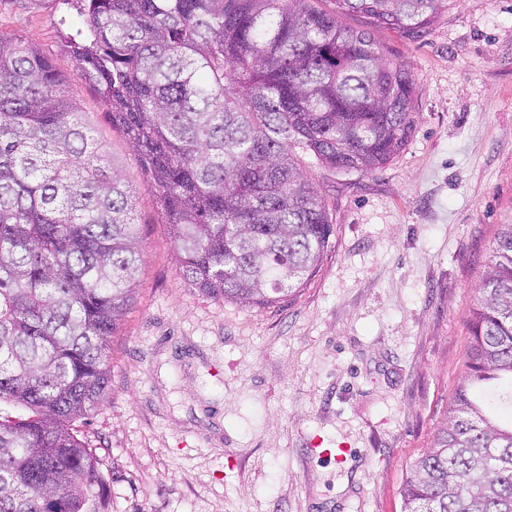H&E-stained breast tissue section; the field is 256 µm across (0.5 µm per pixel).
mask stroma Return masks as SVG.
<instances>
[{"label": "stroma", "mask_w": 512, "mask_h": 512, "mask_svg": "<svg viewBox=\"0 0 512 512\" xmlns=\"http://www.w3.org/2000/svg\"><path fill=\"white\" fill-rule=\"evenodd\" d=\"M82 23L77 0H0V33L52 59L137 193L136 300L110 339L109 396L79 432L111 512H401L512 224V0H457L424 33L378 32L412 69L413 130L369 172L301 154L334 234L307 283L265 308L183 278L140 159L70 47Z\"/></svg>", "instance_id": "35a3bbf8"}]
</instances>
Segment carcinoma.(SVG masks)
<instances>
[{"mask_svg":"<svg viewBox=\"0 0 512 512\" xmlns=\"http://www.w3.org/2000/svg\"><path fill=\"white\" fill-rule=\"evenodd\" d=\"M453 0H84L73 51L140 158L179 270L265 307L301 287L333 224L294 148L372 171L413 128L415 82L375 32ZM360 16L354 29L340 17ZM54 63L0 33V512H108L74 428L110 390L109 343L143 263L135 192ZM467 372L403 512H512V224L471 309Z\"/></svg>","mask_w":512,"mask_h":512,"instance_id":"cac0c4a2","label":"carcinoma"}]
</instances>
